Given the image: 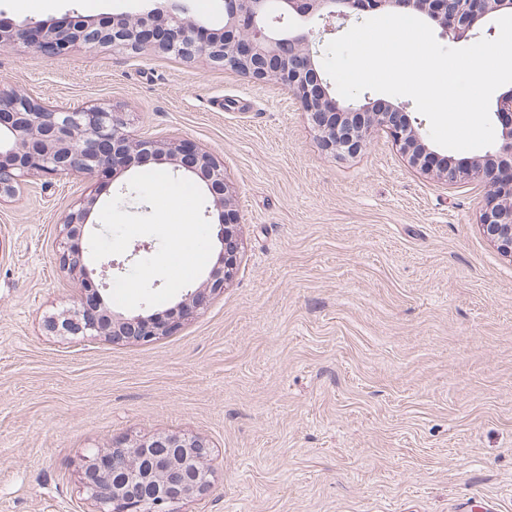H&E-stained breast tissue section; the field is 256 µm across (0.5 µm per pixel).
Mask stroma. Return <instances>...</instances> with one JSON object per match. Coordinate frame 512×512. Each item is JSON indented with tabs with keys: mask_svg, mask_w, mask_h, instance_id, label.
<instances>
[{
	"mask_svg": "<svg viewBox=\"0 0 512 512\" xmlns=\"http://www.w3.org/2000/svg\"><path fill=\"white\" fill-rule=\"evenodd\" d=\"M141 0H0V22L101 21ZM0 89L125 112L133 137L223 162L242 221L232 282L153 343L65 338L75 199L130 173L23 181L0 201V512H91L78 468L113 438L189 432L205 494L179 512H512V259L481 182L411 169L385 134L326 154L289 90L203 58L0 47Z\"/></svg>",
	"mask_w": 512,
	"mask_h": 512,
	"instance_id": "1",
	"label": "stroma"
}]
</instances>
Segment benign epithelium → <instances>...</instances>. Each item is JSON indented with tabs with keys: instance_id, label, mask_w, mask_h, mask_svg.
<instances>
[{
	"instance_id": "1",
	"label": "benign epithelium",
	"mask_w": 512,
	"mask_h": 512,
	"mask_svg": "<svg viewBox=\"0 0 512 512\" xmlns=\"http://www.w3.org/2000/svg\"><path fill=\"white\" fill-rule=\"evenodd\" d=\"M223 9L220 28L192 15L182 0L114 14L107 27L91 20L78 25L25 22L0 30V45L9 42L49 57L63 56L77 44L109 43L129 54L150 47L181 59L204 57L254 80L275 81L289 88L321 147L333 156L353 157L374 134L384 133L410 167L448 184L484 183L480 226L497 250L512 259V87L498 96L492 113L494 143L482 155L455 157L431 140L423 120L410 115L405 104L381 105L367 96L339 98L318 67L323 35L340 31L352 19L408 14L458 42L480 35L489 18L512 14V0H223ZM126 127L125 113L110 107L53 106L23 91H0V200L12 196L25 177H39L48 186L61 174L92 177L149 158L172 165L212 203L207 217L216 226V261L174 308L164 313L144 307L115 310L96 289L72 309L47 317L45 329L52 335L152 343L176 333L210 295L224 290L238 267L240 215L224 165L191 141L137 139ZM96 206L94 195L75 201L59 243L60 263L86 281L116 266L107 258L98 266L85 260L82 239L86 227L97 225L92 219ZM208 461L209 444L196 434H158L139 441L121 437L108 449L83 456L79 479L93 512H177V504L206 491Z\"/></svg>"
}]
</instances>
